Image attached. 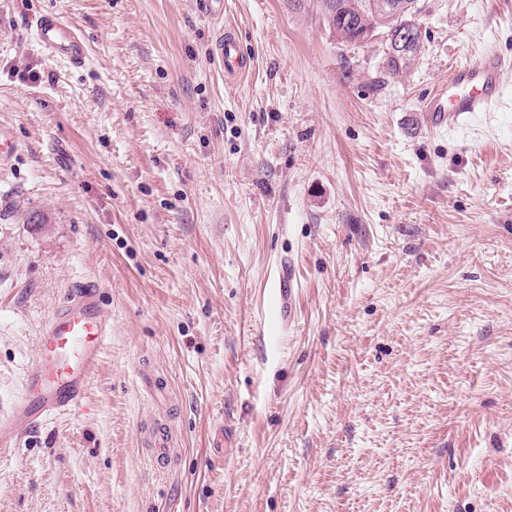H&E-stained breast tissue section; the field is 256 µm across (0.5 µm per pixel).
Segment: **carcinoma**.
I'll return each instance as SVG.
<instances>
[{
	"instance_id": "obj_1",
	"label": "carcinoma",
	"mask_w": 512,
	"mask_h": 512,
	"mask_svg": "<svg viewBox=\"0 0 512 512\" xmlns=\"http://www.w3.org/2000/svg\"><path fill=\"white\" fill-rule=\"evenodd\" d=\"M321 8L330 32L344 43L362 46L385 35L386 76L397 78L414 64L422 40L417 0H321Z\"/></svg>"
}]
</instances>
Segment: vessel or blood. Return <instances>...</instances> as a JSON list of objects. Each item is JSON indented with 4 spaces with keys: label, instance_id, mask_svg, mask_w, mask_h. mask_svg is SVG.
<instances>
[{
    "label": "vessel or blood",
    "instance_id": "obj_1",
    "mask_svg": "<svg viewBox=\"0 0 512 512\" xmlns=\"http://www.w3.org/2000/svg\"><path fill=\"white\" fill-rule=\"evenodd\" d=\"M34 35L44 49L68 65L78 67L85 63L87 46L63 16L40 18ZM213 52L223 65L225 77L240 75L249 68L234 28L219 30ZM511 70L512 60L496 52L475 55L426 102L428 128L452 131L487 115L500 100L506 74ZM110 333L111 325L100 308L97 287L72 289L45 328L40 352L25 372L19 397L0 417L1 447L11 446L20 428L37 426L49 416L81 404ZM175 446V435L167 425L158 423L152 427V457L157 465L170 464Z\"/></svg>",
    "mask_w": 512,
    "mask_h": 512
}]
</instances>
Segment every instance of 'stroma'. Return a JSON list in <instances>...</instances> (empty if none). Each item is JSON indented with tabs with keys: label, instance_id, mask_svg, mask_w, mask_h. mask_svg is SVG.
I'll return each mask as SVG.
<instances>
[{
	"label": "stroma",
	"instance_id": "35a3bbf8",
	"mask_svg": "<svg viewBox=\"0 0 512 512\" xmlns=\"http://www.w3.org/2000/svg\"><path fill=\"white\" fill-rule=\"evenodd\" d=\"M223 2L0 0V410L70 289L112 326L81 405L0 447V512H512V74L476 125L423 120L512 58V0H419L395 79L318 0ZM54 13L84 66L34 40ZM213 54L221 61L226 78L235 77L249 69L247 60L240 52L235 30L232 27L224 30L222 26L218 30ZM512 60L486 51L455 70L448 82L424 106L428 128L454 131L463 124L487 115L503 94L505 77ZM175 446V435L166 424L158 423L151 428L152 457L158 466L170 464Z\"/></svg>",
	"mask_w": 512,
	"mask_h": 512
}]
</instances>
